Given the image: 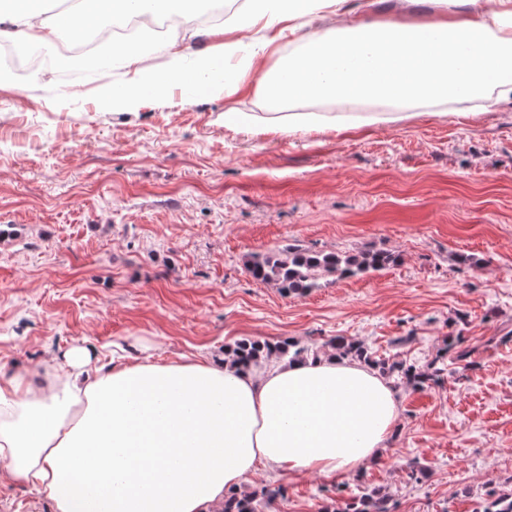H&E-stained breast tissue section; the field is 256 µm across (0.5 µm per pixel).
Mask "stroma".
<instances>
[{
    "label": "stroma",
    "instance_id": "obj_1",
    "mask_svg": "<svg viewBox=\"0 0 512 512\" xmlns=\"http://www.w3.org/2000/svg\"><path fill=\"white\" fill-rule=\"evenodd\" d=\"M376 18L428 20L431 0H352ZM96 82L48 94L35 75L0 86V373L62 362L222 360L248 338L308 346L334 336L428 368L398 384L386 451L346 475L260 470L282 493L257 512H332L363 489L390 512H480L512 491V106L419 102L415 119L364 132L271 137L225 126L261 92L175 93L102 107ZM289 244L386 251V268L322 280L303 296L243 261ZM0 512H54L0 482Z\"/></svg>",
    "mask_w": 512,
    "mask_h": 512
}]
</instances>
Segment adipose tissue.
<instances>
[{
  "mask_svg": "<svg viewBox=\"0 0 512 512\" xmlns=\"http://www.w3.org/2000/svg\"><path fill=\"white\" fill-rule=\"evenodd\" d=\"M195 0H79L51 14L42 0H9L0 38L18 46L102 33L129 77L98 90L133 111L174 91L202 95L218 75L225 98L256 84L272 103L331 101L346 111L228 112L224 122L263 133L357 131L408 120L404 105L448 97L512 104V0H448L430 21L331 25L346 0H245L224 21L229 37L198 53L178 41L162 67L112 36L134 9L197 35ZM318 16L288 61L264 70L269 41L255 29ZM371 100L384 112H357ZM399 418L396 390L357 361L325 354L241 368L207 358L181 363L94 364L72 350L62 373L39 382L0 376V479L28 486L55 512H220L259 468L346 473L378 456Z\"/></svg>",
  "mask_w": 512,
  "mask_h": 512,
  "instance_id": "1",
  "label": "adipose tissue"
}]
</instances>
